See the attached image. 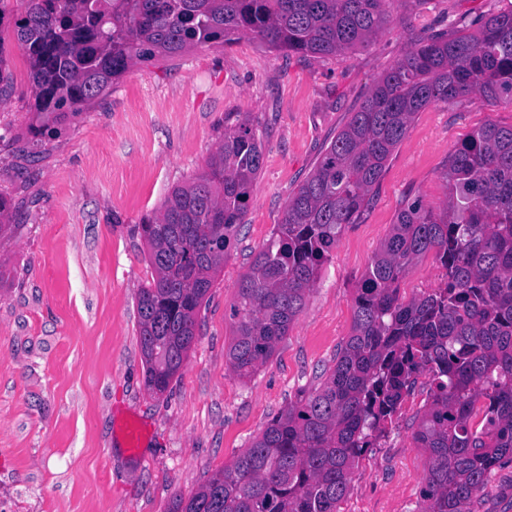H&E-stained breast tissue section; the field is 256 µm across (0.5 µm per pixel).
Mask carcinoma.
I'll list each match as a JSON object with an SVG mask.
<instances>
[{
	"label": "carcinoma",
	"instance_id": "cac0c4a2",
	"mask_svg": "<svg viewBox=\"0 0 512 512\" xmlns=\"http://www.w3.org/2000/svg\"><path fill=\"white\" fill-rule=\"evenodd\" d=\"M384 0H22L0 25L29 62L34 138L103 97L139 61L254 35L286 55L343 56L384 28ZM464 93L512 100V10L474 32L420 38L377 81L288 200L237 286L227 358L242 378L272 356L342 231L371 201L417 114ZM263 163L249 116L224 125L203 172L141 224L152 281L139 294L145 385L165 393L197 336L200 307L238 234ZM439 211L397 215L364 274L352 334L323 385L167 512H338L353 470L391 425L415 376L430 377L414 433L429 467L423 512H471L512 462V125L487 122L448 156ZM433 252L444 287L405 301L400 282Z\"/></svg>",
	"mask_w": 512,
	"mask_h": 512
}]
</instances>
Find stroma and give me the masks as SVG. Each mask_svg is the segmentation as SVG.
Here are the masks:
<instances>
[{"mask_svg": "<svg viewBox=\"0 0 512 512\" xmlns=\"http://www.w3.org/2000/svg\"><path fill=\"white\" fill-rule=\"evenodd\" d=\"M389 22L343 57L287 56L257 37L133 65L61 133L32 143L26 54L0 30V512H166L190 497L288 404L318 388L351 334L354 297L406 202L445 199L448 156L474 130L512 124V103L473 94L418 112L372 200L347 225L288 335L250 378L230 368L237 284L291 196L376 81L422 36L475 31L512 0H386ZM249 114L263 165L244 224L198 313L169 391L145 385L138 298L152 279L143 217L201 172L224 123ZM435 255L415 261L403 299L440 288ZM417 376L387 433L355 469L339 512H421L428 455L413 435L428 402ZM140 431L138 447L125 433ZM472 512H512V463Z\"/></svg>", "mask_w": 512, "mask_h": 512, "instance_id": "obj_1", "label": "stroma"}]
</instances>
